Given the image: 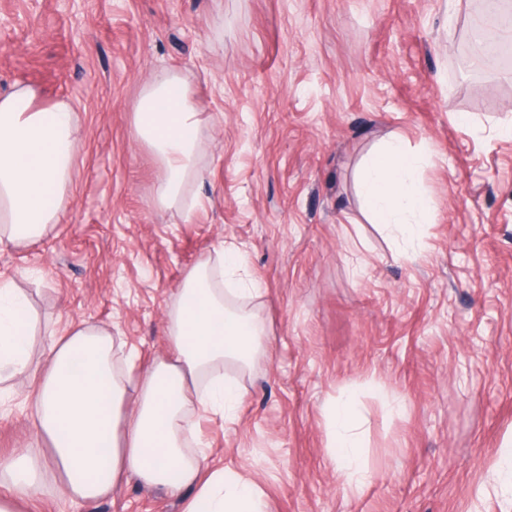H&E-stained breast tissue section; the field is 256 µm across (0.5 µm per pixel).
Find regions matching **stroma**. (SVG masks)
<instances>
[{"label":"stroma","instance_id":"35a3bbf8","mask_svg":"<svg viewBox=\"0 0 512 512\" xmlns=\"http://www.w3.org/2000/svg\"><path fill=\"white\" fill-rule=\"evenodd\" d=\"M473 0H0V93L68 101L81 143L64 213L0 250L37 334L89 323L140 364L169 355L164 318L187 271L236 245L266 293L267 353L238 377L231 418L197 436L256 483L266 512H512V74L457 65ZM187 76L209 120L192 211L163 208V167L132 104L161 69ZM432 158L433 207L408 254L360 210L355 175L382 138ZM0 390V461L34 437ZM350 395L370 478L347 490L326 405ZM136 480L71 501L47 483L24 512H182Z\"/></svg>","mask_w":512,"mask_h":512}]
</instances>
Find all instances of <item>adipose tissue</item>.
Returning <instances> with one entry per match:
<instances>
[{"instance_id": "1", "label": "adipose tissue", "mask_w": 512, "mask_h": 512, "mask_svg": "<svg viewBox=\"0 0 512 512\" xmlns=\"http://www.w3.org/2000/svg\"><path fill=\"white\" fill-rule=\"evenodd\" d=\"M132 112L136 138L164 166L159 203L185 205L186 183L206 174L198 149L208 121L196 107L193 85L179 72H160L143 87ZM79 144L80 128L68 102L44 105L31 85L0 94V249L35 242L56 221ZM429 158L389 138L359 166L363 210L407 243L433 220L420 183ZM220 273L233 283L232 292L219 287ZM263 293L262 284L245 274L238 248H216L188 271L166 313L176 357L142 368L132 390L112 360L110 333L97 326H70L43 362L33 364L28 303L1 282L0 382L33 378L25 402L36 441L0 462V512H17L18 502L38 495L48 470L71 499L96 500L120 479L134 478L174 494L193 489L183 512H264L257 484L210 468L206 453L185 442L196 431L195 407L230 417L242 402L243 392L222 369L248 371L264 354L265 324L244 303ZM326 414L330 457L345 486L358 492L368 472L350 396L331 401Z\"/></svg>"}]
</instances>
